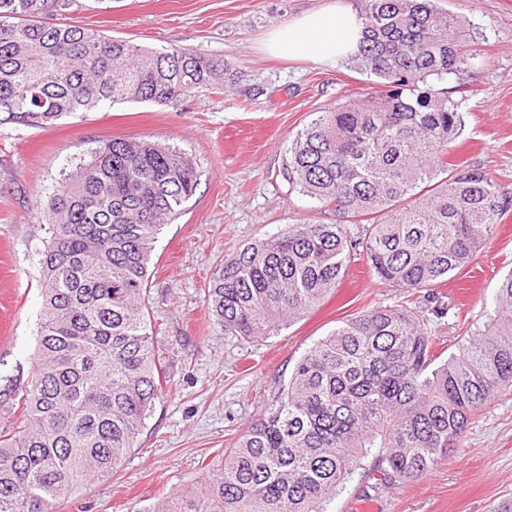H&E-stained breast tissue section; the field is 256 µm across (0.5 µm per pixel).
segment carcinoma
Wrapping results in <instances>:
<instances>
[{
  "label": "carcinoma",
  "mask_w": 512,
  "mask_h": 512,
  "mask_svg": "<svg viewBox=\"0 0 512 512\" xmlns=\"http://www.w3.org/2000/svg\"><path fill=\"white\" fill-rule=\"evenodd\" d=\"M358 69L379 95L317 112L286 149L283 177L336 213L244 245L208 286L228 336L259 340L318 306L361 256L415 294L467 266L512 209V190L452 164L460 101L439 83L467 65L471 35L435 0H362ZM76 0H0V123L46 126L116 102L175 108L218 65L65 21ZM199 185L189 153L112 139L46 197L49 242L27 375L0 376V512H54L112 476L145 427L166 372L149 332L148 265L163 225ZM434 305L377 306L296 363L224 464L146 512H328L361 470L384 490L425 476L512 386V273L484 332L437 353Z\"/></svg>",
  "instance_id": "cac0c4a2"
}]
</instances>
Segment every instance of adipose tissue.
Instances as JSON below:
<instances>
[{
  "label": "adipose tissue",
  "instance_id": "adipose-tissue-1",
  "mask_svg": "<svg viewBox=\"0 0 512 512\" xmlns=\"http://www.w3.org/2000/svg\"><path fill=\"white\" fill-rule=\"evenodd\" d=\"M360 41L355 13L331 4L305 12L272 31L265 48L275 56L333 64L354 56Z\"/></svg>",
  "mask_w": 512,
  "mask_h": 512
}]
</instances>
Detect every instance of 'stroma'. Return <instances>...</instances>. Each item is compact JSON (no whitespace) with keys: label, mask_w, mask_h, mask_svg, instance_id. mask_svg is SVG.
<instances>
[{"label":"stroma","mask_w":512,"mask_h":512,"mask_svg":"<svg viewBox=\"0 0 512 512\" xmlns=\"http://www.w3.org/2000/svg\"><path fill=\"white\" fill-rule=\"evenodd\" d=\"M329 0H79L72 19L99 34L179 48L237 70L180 106L117 103L49 127L0 124V374L26 366L41 310L40 259L49 235L40 202L99 142L149 138L192 154L200 183L186 211L165 225L150 266V318L169 382L136 448L111 478L60 503L56 512H144L219 469L224 451L266 407L318 339L406 294L351 261L319 306L274 335L245 341L207 317L210 280L244 244L335 213L281 176L289 140L337 100L378 92L350 59L330 66L284 60L263 49L268 34ZM469 29L473 56L445 87L461 93L465 128L449 162L494 170L512 189V0H437ZM512 273V211L476 260L436 290L454 309L438 319L444 355L483 330L500 282ZM354 473L330 512H490L512 495V392L479 412L459 450L424 477L367 493Z\"/></svg>","instance_id":"stroma-1"}]
</instances>
